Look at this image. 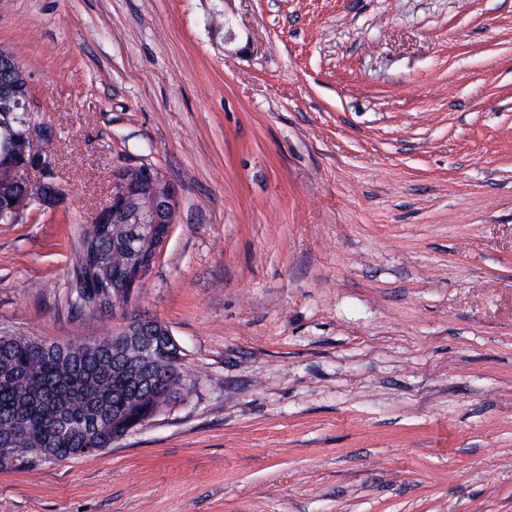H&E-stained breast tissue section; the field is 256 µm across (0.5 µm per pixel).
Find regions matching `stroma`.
<instances>
[{
    "label": "stroma",
    "instance_id": "stroma-1",
    "mask_svg": "<svg viewBox=\"0 0 512 512\" xmlns=\"http://www.w3.org/2000/svg\"><path fill=\"white\" fill-rule=\"evenodd\" d=\"M1 48L69 199L0 224V329L130 307L192 386L102 454L0 471V512H512V0H0ZM125 154L176 222L83 316L72 251Z\"/></svg>",
    "mask_w": 512,
    "mask_h": 512
}]
</instances>
